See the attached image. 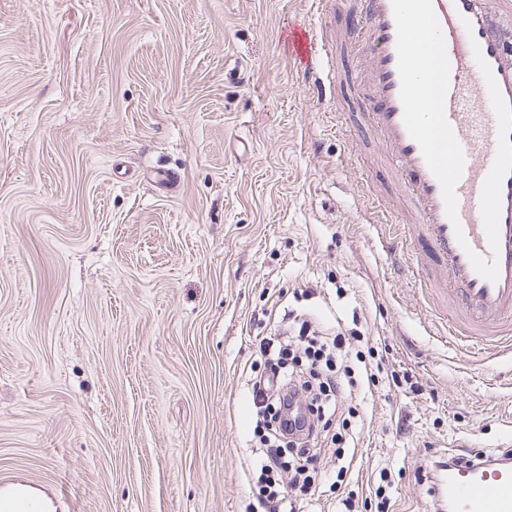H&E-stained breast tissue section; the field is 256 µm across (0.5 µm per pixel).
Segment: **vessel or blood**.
<instances>
[{"label": "vessel or blood", "instance_id": "b4317fda", "mask_svg": "<svg viewBox=\"0 0 512 512\" xmlns=\"http://www.w3.org/2000/svg\"><path fill=\"white\" fill-rule=\"evenodd\" d=\"M361 25L367 57L363 84L337 91L336 109L357 105L397 170L400 208L391 222L424 242L436 281L448 290V334L474 353L512 349V171L500 186L499 236L490 246L481 215L484 181L495 161L498 121L484 76L485 59L504 101L512 106V52L505 30L512 25V0H433L450 63L446 118L463 150L465 164L456 184L457 221L448 218L442 188L410 137L399 98L396 24L392 0H363ZM312 68H339L325 34L302 33L294 47ZM496 259V281L480 276L469 255ZM430 497L451 512H512V466L459 465L432 479Z\"/></svg>", "mask_w": 512, "mask_h": 512}]
</instances>
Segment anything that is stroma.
<instances>
[{"mask_svg":"<svg viewBox=\"0 0 512 512\" xmlns=\"http://www.w3.org/2000/svg\"><path fill=\"white\" fill-rule=\"evenodd\" d=\"M358 0H0V485L55 512H262L248 380L285 312L376 372L297 512H425V449L512 448V353L444 341L370 193L394 172L288 55ZM409 385L389 384L388 374ZM347 479L336 485V468Z\"/></svg>","mask_w":512,"mask_h":512,"instance_id":"35a3bbf8","label":"stroma"}]
</instances>
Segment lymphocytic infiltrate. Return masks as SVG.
I'll list each match as a JSON object with an SVG mask.
<instances>
[{
  "label": "lymphocytic infiltrate",
  "mask_w": 512,
  "mask_h": 512,
  "mask_svg": "<svg viewBox=\"0 0 512 512\" xmlns=\"http://www.w3.org/2000/svg\"><path fill=\"white\" fill-rule=\"evenodd\" d=\"M351 342L343 332L320 330L305 315L289 335L260 341L264 369L251 381L253 404L263 419L264 448L254 462L266 512H296L290 488L314 495L322 423L355 415L349 406L358 382L348 364Z\"/></svg>",
  "instance_id": "1"
}]
</instances>
